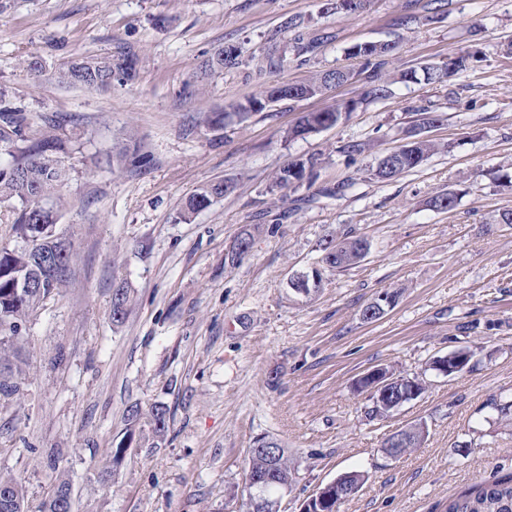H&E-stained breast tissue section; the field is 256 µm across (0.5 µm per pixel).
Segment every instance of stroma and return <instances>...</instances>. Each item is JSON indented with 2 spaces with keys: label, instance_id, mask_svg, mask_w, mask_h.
Masks as SVG:
<instances>
[{
  "label": "stroma",
  "instance_id": "35a3bbf8",
  "mask_svg": "<svg viewBox=\"0 0 512 512\" xmlns=\"http://www.w3.org/2000/svg\"><path fill=\"white\" fill-rule=\"evenodd\" d=\"M366 42L396 45L379 70L382 99L361 98L372 71L349 51ZM221 46L241 64L195 89L200 62ZM123 51L137 60L131 83L90 92L55 77L73 56ZM454 54L465 69L424 79L423 66ZM334 69L351 79L325 96L230 116L267 87ZM407 70L415 78L402 79ZM0 91L28 130L63 114L80 143L56 226L73 251L70 278L24 323L22 391L0 400V473L22 483L27 512L62 479L72 512H233L264 437L301 461L280 512L349 471L365 482L342 512H445L463 490L512 473V429L486 422L489 399H512V0L330 12L322 0H0ZM350 98L357 108L335 127L290 137L303 113ZM216 112L229 115L223 128L208 123ZM423 112L442 117L429 132L438 151L374 179ZM352 141L370 148L347 156ZM311 156V187H273L284 164ZM222 180L234 192L184 218L186 199ZM440 191L453 209L430 207ZM247 225L249 255L225 265ZM344 230L368 242L364 260L325 272L316 295L295 293L290 277ZM119 287L131 306L116 324ZM384 292L395 306L364 321ZM459 348L468 369L430 371ZM386 365L430 384L371 421L355 382ZM135 402L165 405L168 429L160 439L144 429L101 477ZM419 422L421 445L388 460L385 438Z\"/></svg>",
  "mask_w": 512,
  "mask_h": 512
}]
</instances>
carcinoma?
Wrapping results in <instances>:
<instances>
[{"mask_svg":"<svg viewBox=\"0 0 512 512\" xmlns=\"http://www.w3.org/2000/svg\"><path fill=\"white\" fill-rule=\"evenodd\" d=\"M241 63L240 53H224L220 47L201 61L197 82L204 83L212 74ZM136 77V59L130 54L100 57H76L58 71L57 79L67 85L86 90H98L112 86L113 82L127 83ZM258 97L251 96L234 106V113L244 121L257 112ZM230 113H220L209 119L213 128L224 127V119ZM46 129L37 137L26 134L24 109L0 98V155L8 156L0 163V216L12 225L21 244L10 246L0 243V396L10 397L20 391L21 367L12 363L17 357L14 339L29 316L59 290L71 273L73 254L70 247L53 232L63 209V201L57 187L68 180L70 170L62 164V158L74 147L73 134L67 132L62 120L45 121ZM403 145L405 161L401 166L378 167L374 177L391 180L419 167L437 149L431 140H417ZM310 168L306 178L290 179L294 167ZM318 159L309 157L293 160L275 175L273 185L279 189H299L303 184H313L317 178ZM234 192L224 188V182H214L201 187L186 202L184 218L208 208L214 199ZM254 234L246 228L241 239L228 257L232 266L240 263L253 246ZM365 240L350 232L338 237L330 236L319 243L321 268L325 271L346 270L361 261L360 251ZM43 277L42 287L30 288L29 282L36 276ZM129 312V292L126 288L112 291V322H123ZM489 406L497 413L492 424L512 425V401L492 399ZM126 433L112 449V466L122 463L135 432L144 425L152 427L157 438H162L168 428V408L154 404L145 409L138 403L131 404L125 413ZM406 437L402 454L417 447L425 436L423 423H415L404 429ZM280 448L278 441L263 438L250 449L245 473L269 477L265 487L255 489L244 485L239 512H273L284 490L292 487L299 471L298 462L281 448L280 456L271 460L265 449ZM71 496L68 482L62 480L54 488L42 512H60L61 502ZM25 490L8 476L0 475V512H24ZM446 512H512V477L481 484L463 491L448 501Z\"/></svg>","mask_w":512,"mask_h":512,"instance_id":"1","label":"carcinoma"}]
</instances>
